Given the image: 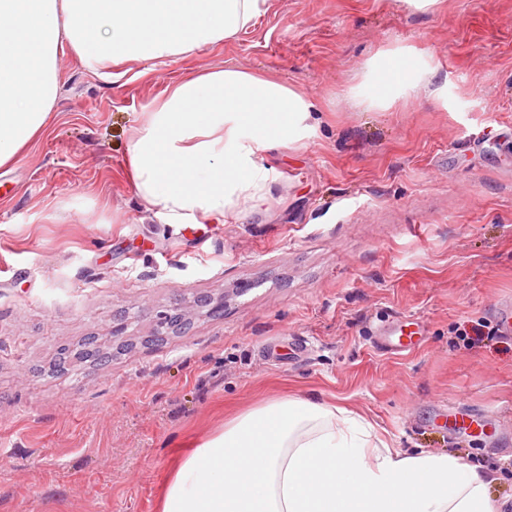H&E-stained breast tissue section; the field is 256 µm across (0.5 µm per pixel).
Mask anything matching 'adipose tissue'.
Masks as SVG:
<instances>
[{
  "label": "adipose tissue",
  "instance_id": "1",
  "mask_svg": "<svg viewBox=\"0 0 512 512\" xmlns=\"http://www.w3.org/2000/svg\"><path fill=\"white\" fill-rule=\"evenodd\" d=\"M270 0H0V168L45 128L60 47L100 73L179 58L257 25ZM415 49L371 62V103L391 106L425 76ZM311 100L236 68L175 81L133 133L138 196L169 224L260 203L261 152L314 128ZM479 465L399 451L366 418L301 396L264 402L198 442L170 477L162 512H498Z\"/></svg>",
  "mask_w": 512,
  "mask_h": 512
}]
</instances>
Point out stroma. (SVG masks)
I'll list each match as a JSON object with an SVG mask.
<instances>
[{
    "label": "stroma",
    "mask_w": 512,
    "mask_h": 512,
    "mask_svg": "<svg viewBox=\"0 0 512 512\" xmlns=\"http://www.w3.org/2000/svg\"><path fill=\"white\" fill-rule=\"evenodd\" d=\"M408 47L427 82L370 106L371 59ZM230 67L320 117L260 153L264 204L201 224L202 244L144 210L129 134L174 80ZM59 68L46 130L0 168V512H160L191 442L291 394L483 465L512 512V332L459 337L512 305V0H271L176 60L107 80L66 49ZM177 307L190 326L154 341ZM390 325L419 345L381 349ZM91 337L102 361L55 369Z\"/></svg>",
    "instance_id": "1"
}]
</instances>
